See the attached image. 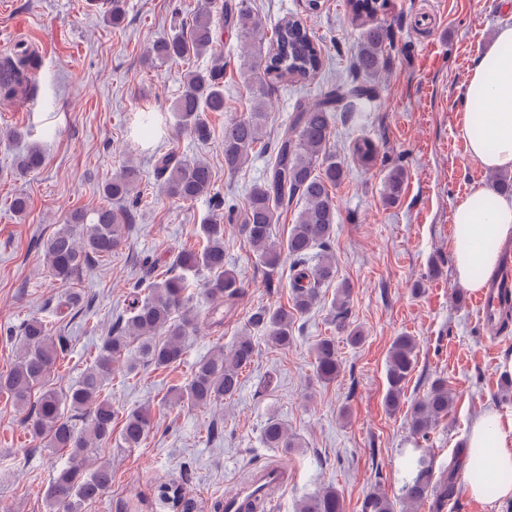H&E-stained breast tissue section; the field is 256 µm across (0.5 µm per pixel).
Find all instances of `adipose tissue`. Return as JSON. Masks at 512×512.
I'll return each instance as SVG.
<instances>
[{
	"label": "adipose tissue",
	"mask_w": 512,
	"mask_h": 512,
	"mask_svg": "<svg viewBox=\"0 0 512 512\" xmlns=\"http://www.w3.org/2000/svg\"><path fill=\"white\" fill-rule=\"evenodd\" d=\"M469 108L460 126L471 158L489 169L512 170V25L500 26L492 45L480 52L464 87ZM480 130H473V123ZM452 266L456 282L480 291L499 263V246L512 239V197L483 185L473 187L453 211ZM467 472H481L470 484L473 497L487 493L512 498V434L489 410L471 425L465 449Z\"/></svg>",
	"instance_id": "1"
}]
</instances>
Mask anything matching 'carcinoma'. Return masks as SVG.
Segmentation results:
<instances>
[{
	"label": "carcinoma",
	"mask_w": 512,
	"mask_h": 512,
	"mask_svg": "<svg viewBox=\"0 0 512 512\" xmlns=\"http://www.w3.org/2000/svg\"><path fill=\"white\" fill-rule=\"evenodd\" d=\"M352 21L360 27L353 74L337 81L313 100L298 104L288 126L276 140L268 174L249 189L240 232L252 253L272 276L288 258L291 306L260 308L249 319V326L264 330L267 344L286 349L293 342L294 324L309 313L320 299V285L332 279L335 258L330 252L337 213L332 189L345 177L343 164L330 150V139L337 113L355 101L378 96L377 77L386 66L390 28L374 18L379 0H348ZM233 21L243 38L250 42L248 66L243 72L251 94L248 117L224 126V169L236 173L248 163L260 145H265L269 119L268 97L273 83L304 82L314 79L322 68V53L316 36L301 19L291 16L268 29L252 17L246 0L218 3L204 0L185 30L152 44L146 62L187 61L213 54L216 20ZM40 66L39 58L22 50L0 66V100H13L32 92L29 76ZM179 128L189 131L199 142L210 138L206 113L224 111V63L220 57L206 68H191L183 74L182 90L174 104ZM136 132L150 137L157 131L156 113L144 110L136 114ZM352 153L365 166L376 163L378 150L367 138L354 141ZM43 155L36 145L19 156L16 168L26 175L40 168ZM154 167L159 189L164 194L185 201H195L211 194L210 165L200 158H186L173 152L156 151ZM140 179L134 165H125L112 176L103 193L112 204L92 211H74L63 225L43 244L47 266L62 283H67L94 258L112 256L125 241V233L134 222L131 208L138 198L131 191ZM405 174L400 167L390 170L386 183V201L398 199ZM298 200L302 207L286 241L272 240V227L280 223L285 206ZM203 240L199 250L182 253L176 266L185 270L205 269L215 273L206 282L209 308L207 320L220 324L224 306L233 304L243 293L241 279L232 268L224 266V225L217 221L199 225ZM321 250L319 262L309 263L311 251ZM185 278L173 273L149 283L132 286L126 306V318L112 329L96 352L81 379L67 392L46 386L67 350L62 336H52L43 322L32 319L23 328L21 353L11 368L0 374V393L16 405L24 406L34 392H39L33 435L50 450H65L67 465L60 468L44 493L48 512H82L84 504L101 498L112 486V472L105 466L89 467L92 449L112 441L116 410L105 396V386L112 380L117 362L125 363L130 373L145 365L167 368L177 363L184 351V339L197 330L199 319L188 307L190 297ZM351 286H337L332 303V325L336 333L353 344L362 341L361 331L347 320ZM183 311L181 319L173 313ZM315 370L323 381L339 373L340 364L333 338H323L313 347ZM255 355V343L243 333L229 349H219L195 365L188 382L177 389L174 400L191 406H207L235 396L241 388L243 369ZM416 342L411 336H399L389 349L387 360L386 408L396 412L402 404L407 380L416 367ZM453 402L447 384L432 383L428 393L415 402L410 414V428L416 438L426 439L438 421L448 415ZM87 415L81 429L62 416V406ZM152 425L150 411L133 410L126 414L118 432L120 444L137 448ZM265 441L273 448H293L294 440L277 420L268 423ZM400 496L389 497L374 486L365 499V512H398L420 503L437 488L438 480L426 455L414 448L404 454ZM159 505L171 512H195L197 504L185 497L174 483L160 487ZM300 512H344L343 499L330 487L303 501Z\"/></svg>",
	"instance_id": "cac0c4a2"
}]
</instances>
